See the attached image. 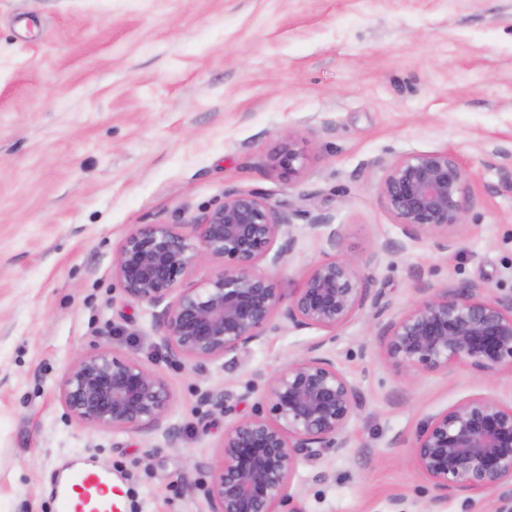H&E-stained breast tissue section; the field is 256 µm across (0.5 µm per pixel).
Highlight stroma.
Listing matches in <instances>:
<instances>
[{"mask_svg":"<svg viewBox=\"0 0 512 512\" xmlns=\"http://www.w3.org/2000/svg\"><path fill=\"white\" fill-rule=\"evenodd\" d=\"M289 134L308 154L293 178L273 162ZM437 150L470 173L449 251L406 236L379 197L389 164ZM248 189L294 212L291 250L257 266L282 296L353 258L384 318L364 306L329 342L278 318L224 357H171L153 308L112 275L118 248L143 224L193 234L191 218ZM463 283L512 297V0H0V512H58L63 474L98 465L120 512H210L231 418L204 394L229 390L250 414L315 349L365 402L347 450L300 462L279 512H498L492 493L438 499L413 445L460 402L511 405L512 367L407 372L383 354L385 320ZM101 350L164 379L160 423L68 414L66 368Z\"/></svg>","mask_w":512,"mask_h":512,"instance_id":"obj_1","label":"stroma"}]
</instances>
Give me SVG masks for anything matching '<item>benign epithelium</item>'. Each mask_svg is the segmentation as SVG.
<instances>
[{"label": "benign epithelium", "instance_id": "obj_1", "mask_svg": "<svg viewBox=\"0 0 512 512\" xmlns=\"http://www.w3.org/2000/svg\"><path fill=\"white\" fill-rule=\"evenodd\" d=\"M306 154L285 137L276 164L299 174ZM469 174L446 150L409 154L386 171L381 201L405 234L425 236L437 248L455 245L465 221ZM293 212L276 209L255 189L224 194V202L190 220L194 237L172 224H143L121 243L112 275L127 295L155 309L159 338L173 357L206 362L246 348L281 317L296 327L333 333L366 302L383 313L372 279L353 260L334 257L314 265L281 307L275 283L257 272L280 235L293 245ZM211 261L218 272L205 288H178L194 265ZM423 297L383 327L386 359L410 371L461 364L491 373L512 365V299L479 296L480 287L423 288ZM61 397L76 420L98 429H137L166 415L165 381L132 359L107 351L77 357L61 380ZM229 390L204 400L228 415ZM363 406L359 387L328 357L288 363L269 381L266 405L224 429L221 464L207 489L210 512H276L287 498L297 464L327 450L347 448L348 422ZM419 471L438 491H483L501 496L512 512V406L485 398L463 401L434 415L418 435Z\"/></svg>", "mask_w": 512, "mask_h": 512}]
</instances>
